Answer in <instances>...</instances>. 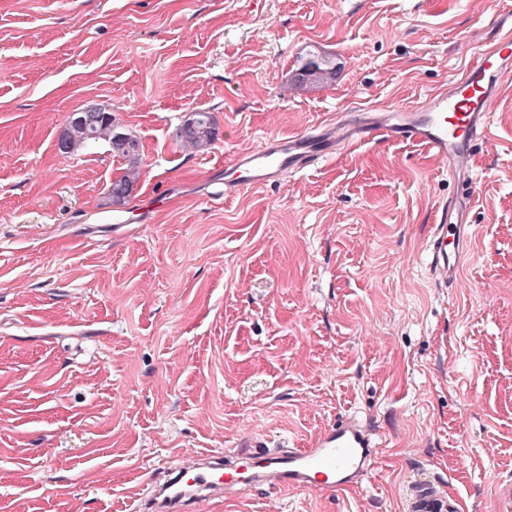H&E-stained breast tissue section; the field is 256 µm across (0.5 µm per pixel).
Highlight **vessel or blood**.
Returning a JSON list of instances; mask_svg holds the SVG:
<instances>
[{
	"label": "vessel or blood",
	"instance_id": "1",
	"mask_svg": "<svg viewBox=\"0 0 512 512\" xmlns=\"http://www.w3.org/2000/svg\"><path fill=\"white\" fill-rule=\"evenodd\" d=\"M512 65V12L500 25L493 45L463 69L448 90L411 107L361 112L333 125H318L292 136L265 137L237 155L225 196L276 183L285 175L314 166L358 144L377 141L412 143L424 148L457 185L442 200L430 239V271L436 286L457 282L475 234L469 222L477 186L470 176L476 147L490 137V105L500 75ZM375 435L353 417L326 427L306 448H264L223 462L221 457L193 459L170 472L154 491L152 512H187L201 499L223 496L245 486L297 490L321 483L344 488L362 482L375 460ZM437 485L424 481L411 491L409 512H453Z\"/></svg>",
	"mask_w": 512,
	"mask_h": 512
}]
</instances>
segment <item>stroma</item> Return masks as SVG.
I'll return each instance as SVG.
<instances>
[{"label":"stroma","instance_id":"stroma-1","mask_svg":"<svg viewBox=\"0 0 512 512\" xmlns=\"http://www.w3.org/2000/svg\"><path fill=\"white\" fill-rule=\"evenodd\" d=\"M496 18L487 0H0V512H130L186 456L300 448L347 416L379 442L361 485L194 512H408L418 481L512 512V75L453 287L428 257L452 186L419 147L359 145L217 201L204 180L267 135L417 104ZM312 51L338 75L296 87ZM90 105L142 147L119 203L108 143L57 149ZM198 109L219 129L204 150L176 136Z\"/></svg>","mask_w":512,"mask_h":512}]
</instances>
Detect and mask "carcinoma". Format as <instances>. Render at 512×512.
Wrapping results in <instances>:
<instances>
[{
    "instance_id": "cac0c4a2",
    "label": "carcinoma",
    "mask_w": 512,
    "mask_h": 512,
    "mask_svg": "<svg viewBox=\"0 0 512 512\" xmlns=\"http://www.w3.org/2000/svg\"><path fill=\"white\" fill-rule=\"evenodd\" d=\"M335 75L333 69L326 67L325 59L306 60L296 69L292 82L298 85L307 83H322ZM83 120L68 122L62 132L64 141L60 152L73 154L83 151L101 141L109 143L112 154L123 159L126 167L112 181V199L120 202L130 195L140 175L139 151L140 145L136 138L120 130L110 112L81 111ZM181 142L195 149H204L214 143L219 136V130L212 113L208 111H193L181 125L177 133Z\"/></svg>"
}]
</instances>
